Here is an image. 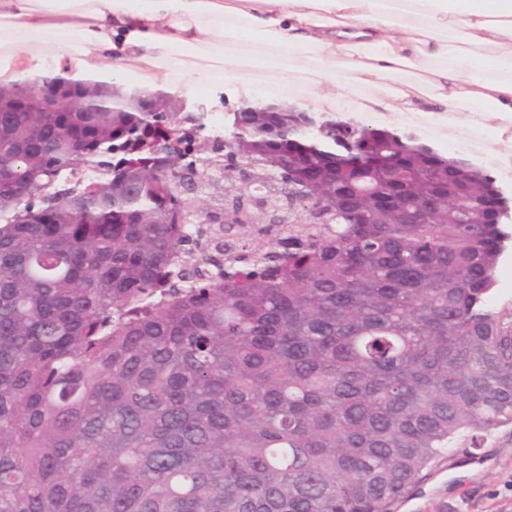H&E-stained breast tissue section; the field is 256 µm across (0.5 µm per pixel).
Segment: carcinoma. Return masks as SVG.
<instances>
[{
	"mask_svg": "<svg viewBox=\"0 0 512 512\" xmlns=\"http://www.w3.org/2000/svg\"><path fill=\"white\" fill-rule=\"evenodd\" d=\"M18 86H0V512H392L512 424V326L487 309L508 234L480 169L234 112L238 158L267 161L254 195L282 165L319 213L175 223L163 201L191 181L145 149L175 129L82 83V112H21ZM97 146L123 172L57 197L76 220L14 218Z\"/></svg>",
	"mask_w": 512,
	"mask_h": 512,
	"instance_id": "obj_1",
	"label": "carcinoma"
}]
</instances>
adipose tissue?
I'll list each match as a JSON object with an SVG mask.
<instances>
[{"label": "adipose tissue", "instance_id": "adipose-tissue-1", "mask_svg": "<svg viewBox=\"0 0 512 512\" xmlns=\"http://www.w3.org/2000/svg\"><path fill=\"white\" fill-rule=\"evenodd\" d=\"M59 73L190 96L295 85L332 108L478 114L512 142V0H0V84Z\"/></svg>", "mask_w": 512, "mask_h": 512}]
</instances>
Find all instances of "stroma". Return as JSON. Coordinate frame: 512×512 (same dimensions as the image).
<instances>
[{
	"instance_id": "1",
	"label": "stroma",
	"mask_w": 512,
	"mask_h": 512,
	"mask_svg": "<svg viewBox=\"0 0 512 512\" xmlns=\"http://www.w3.org/2000/svg\"><path fill=\"white\" fill-rule=\"evenodd\" d=\"M257 95L255 86L244 83L205 86L189 97L188 104L225 113ZM505 229L509 238L488 309L512 318V217L506 219ZM394 512H512V425L493 430L475 454L458 452L424 471Z\"/></svg>"
}]
</instances>
